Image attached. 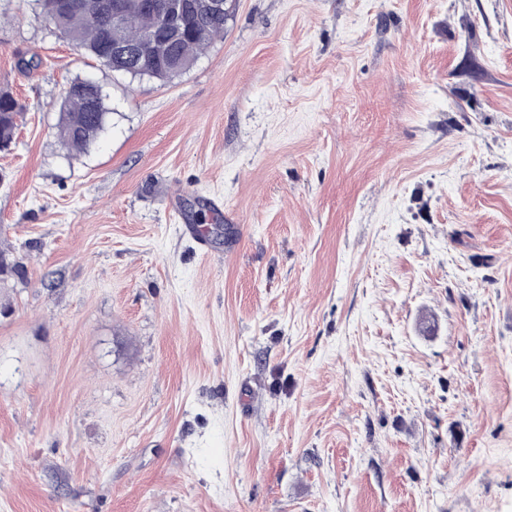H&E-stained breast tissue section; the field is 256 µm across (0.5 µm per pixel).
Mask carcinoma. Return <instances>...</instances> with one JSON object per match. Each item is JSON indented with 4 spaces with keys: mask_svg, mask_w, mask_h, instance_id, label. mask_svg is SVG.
Returning a JSON list of instances; mask_svg holds the SVG:
<instances>
[{
    "mask_svg": "<svg viewBox=\"0 0 512 512\" xmlns=\"http://www.w3.org/2000/svg\"><path fill=\"white\" fill-rule=\"evenodd\" d=\"M71 2L75 4L74 11L53 26L59 36L86 50L114 72L163 82H169L189 70L202 50L224 37V27L234 9L231 2L226 10L219 13L190 9L186 28L177 35L167 32L150 12L136 14L127 25L108 27L103 16L104 0ZM148 34L165 45V49L158 55L140 57L136 49ZM114 47L124 48L127 53L116 54L112 52ZM20 111L15 98L0 94V151L11 147ZM109 115L105 97L97 83L85 79L73 80L66 88L60 106L57 137L64 148L85 151L105 131Z\"/></svg>",
    "mask_w": 512,
    "mask_h": 512,
    "instance_id": "1",
    "label": "carcinoma"
}]
</instances>
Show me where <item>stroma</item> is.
<instances>
[{"mask_svg": "<svg viewBox=\"0 0 512 512\" xmlns=\"http://www.w3.org/2000/svg\"><path fill=\"white\" fill-rule=\"evenodd\" d=\"M0 92V512H512V0H236L167 83L0 0ZM108 109L101 87L85 79L70 82L60 106L57 137L64 148L85 151L105 131ZM20 111L21 107L15 98L9 94H0V151L11 147Z\"/></svg>", "mask_w": 512, "mask_h": 512, "instance_id": "1", "label": "stroma"}]
</instances>
